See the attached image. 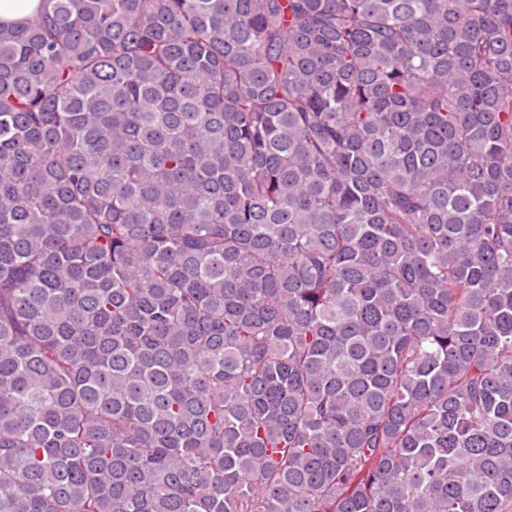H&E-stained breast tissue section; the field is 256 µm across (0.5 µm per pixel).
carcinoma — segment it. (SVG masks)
Returning a JSON list of instances; mask_svg holds the SVG:
<instances>
[{"mask_svg":"<svg viewBox=\"0 0 512 512\" xmlns=\"http://www.w3.org/2000/svg\"><path fill=\"white\" fill-rule=\"evenodd\" d=\"M0 512H512V0L0 24Z\"/></svg>","mask_w":512,"mask_h":512,"instance_id":"obj_1","label":"carcinoma"}]
</instances>
